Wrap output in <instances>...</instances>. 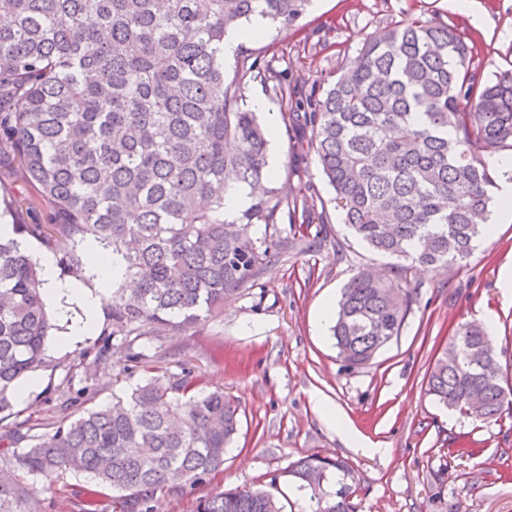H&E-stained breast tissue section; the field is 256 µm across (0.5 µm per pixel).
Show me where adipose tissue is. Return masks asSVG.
<instances>
[{
    "instance_id": "ef3b65f1",
    "label": "adipose tissue",
    "mask_w": 512,
    "mask_h": 512,
    "mask_svg": "<svg viewBox=\"0 0 512 512\" xmlns=\"http://www.w3.org/2000/svg\"><path fill=\"white\" fill-rule=\"evenodd\" d=\"M84 253L92 277L88 284L59 279L49 254L36 252L32 255L42 270L47 297L55 303L58 312L69 319L66 329L60 333L65 342L89 335L97 324L103 306L110 300L111 262L101 261V249L97 243H87Z\"/></svg>"
}]
</instances>
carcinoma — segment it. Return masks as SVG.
Instances as JSON below:
<instances>
[{
	"mask_svg": "<svg viewBox=\"0 0 512 512\" xmlns=\"http://www.w3.org/2000/svg\"><path fill=\"white\" fill-rule=\"evenodd\" d=\"M308 0H0V165L27 192L3 197L13 236L0 235V414L16 386L45 366L54 329L41 270L22 243L32 237L84 277L82 246L112 254L111 341L127 361L138 341L180 336L224 312V300L260 285L310 227L307 195L282 184L268 163L267 133L243 105L242 78L275 77L270 62L244 58L230 75L224 36L259 14L289 24ZM465 34L439 18L409 15L371 34L339 77L295 99L310 148L344 223L373 251L448 269L472 254L498 180L512 173L487 158L512 150V70L482 79ZM251 204L224 219V189ZM44 222H33L38 211ZM265 226L264 237L253 228ZM393 278L362 269L344 286L332 335L350 368L370 363L399 336L418 301ZM495 346L478 323L460 324L435 357L427 394L484 423L512 413L501 396ZM189 371L136 384L74 420L0 436L20 453L0 460V512H29L33 492L18 473L93 475L123 492L124 512H152L154 494L195 484L224 464L238 406L224 392L196 391ZM339 488H324L332 471ZM290 475L311 492L314 512H353L355 472L317 455ZM101 492L83 490L81 512ZM200 512H283L271 493L228 489Z\"/></svg>",
	"mask_w": 512,
	"mask_h": 512,
	"instance_id": "carcinoma-1",
	"label": "carcinoma"
}]
</instances>
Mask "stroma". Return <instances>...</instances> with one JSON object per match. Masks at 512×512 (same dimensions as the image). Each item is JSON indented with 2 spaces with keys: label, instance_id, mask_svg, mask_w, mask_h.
Wrapping results in <instances>:
<instances>
[{
  "label": "stroma",
  "instance_id": "1",
  "mask_svg": "<svg viewBox=\"0 0 512 512\" xmlns=\"http://www.w3.org/2000/svg\"><path fill=\"white\" fill-rule=\"evenodd\" d=\"M475 2L491 19L487 32L474 30L452 0H322L288 26L242 44L239 55L270 60L277 72L271 80L245 76L244 104L261 98L268 105L258 118L277 133V182L312 187L308 204L320 222L313 246L289 251L261 285L227 299L223 314L193 335L145 341L147 364L109 350L90 380L82 357L95 355L101 333L112 328V309L104 307L94 333L47 353L35 385L15 398V415L0 420V434L17 418L71 420L146 378L188 370L202 389L223 390L239 404L241 425L221 468L200 483L159 490L153 512H198L200 501L234 487H262L284 512H310L308 494L289 474L293 462L310 454L341 457L354 469L355 512H512V418L484 424L438 405L425 391L435 352L458 324L471 321L494 336L504 384L512 387V287L503 285L512 223L494 225L462 266L408 269L419 302L400 336L369 364L347 367L329 323L320 319L322 307L337 303L358 270L391 276L395 268L343 223L308 146L310 133L292 122L280 95L327 79L357 56L367 36L408 14L439 17L463 30L484 77L511 69L512 0ZM66 379L74 393L63 403L55 387ZM319 394L335 406L339 421L316 407ZM462 442L477 455H452ZM24 480L38 492V512H79V493L93 484L90 475L70 471Z\"/></svg>",
  "mask_w": 512,
  "mask_h": 512
}]
</instances>
